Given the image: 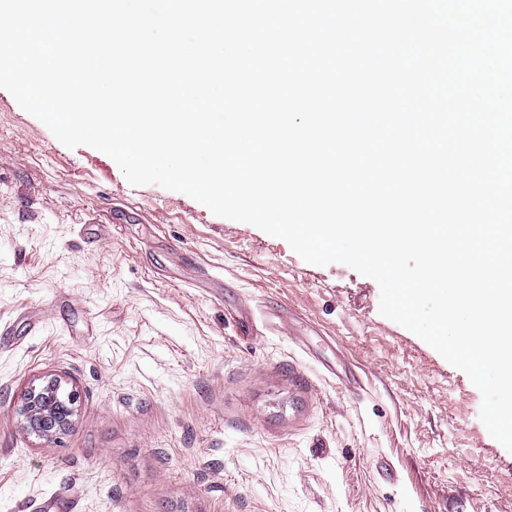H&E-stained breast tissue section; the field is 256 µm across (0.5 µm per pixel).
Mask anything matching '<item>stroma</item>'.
I'll return each instance as SVG.
<instances>
[{"label":"stroma","mask_w":512,"mask_h":512,"mask_svg":"<svg viewBox=\"0 0 512 512\" xmlns=\"http://www.w3.org/2000/svg\"><path fill=\"white\" fill-rule=\"evenodd\" d=\"M379 304L0 89V512H512L479 389ZM49 375L79 404L46 443ZM70 383L53 376L32 384L17 413L23 428L44 442L56 441L70 428L78 395Z\"/></svg>","instance_id":"stroma-1"}]
</instances>
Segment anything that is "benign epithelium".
<instances>
[{
	"label": "benign epithelium",
	"mask_w": 512,
	"mask_h": 512,
	"mask_svg": "<svg viewBox=\"0 0 512 512\" xmlns=\"http://www.w3.org/2000/svg\"><path fill=\"white\" fill-rule=\"evenodd\" d=\"M77 399L69 382L53 376L29 387L17 413L29 434L52 442L69 430Z\"/></svg>",
	"instance_id": "1"
}]
</instances>
